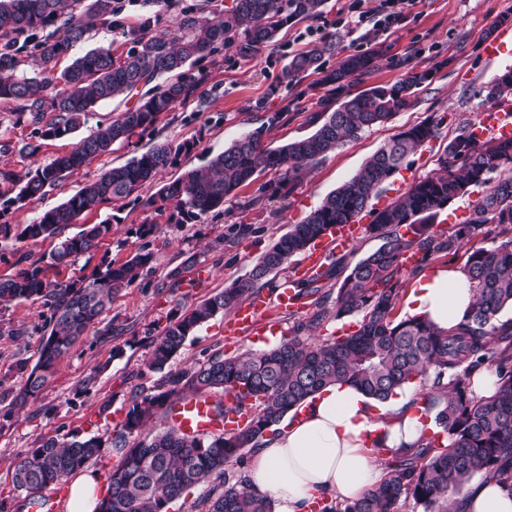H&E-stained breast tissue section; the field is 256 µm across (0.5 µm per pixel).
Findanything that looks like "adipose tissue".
Listing matches in <instances>:
<instances>
[{"instance_id": "ef3b65f1", "label": "adipose tissue", "mask_w": 512, "mask_h": 512, "mask_svg": "<svg viewBox=\"0 0 512 512\" xmlns=\"http://www.w3.org/2000/svg\"><path fill=\"white\" fill-rule=\"evenodd\" d=\"M473 302L466 276L455 269L423 271L406 309L448 328ZM412 388L378 402L349 384H330L293 408L255 448L250 488L271 499L275 512H308L321 497L353 501L385 474L371 447L396 448L418 440L422 426L412 410ZM458 512H512V497L481 478L458 496Z\"/></svg>"}]
</instances>
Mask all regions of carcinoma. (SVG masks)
Here are the masks:
<instances>
[{"mask_svg": "<svg viewBox=\"0 0 512 512\" xmlns=\"http://www.w3.org/2000/svg\"><path fill=\"white\" fill-rule=\"evenodd\" d=\"M324 8L325 0H234L220 17L206 15L203 5L185 8L176 29L165 31L148 16L135 26H120L121 37L130 44L127 51L117 55L108 48L91 49L60 70V58L88 33L118 24V0H0V102L14 105L17 120L32 126L34 137H66L81 127L97 103H124L110 123L51 162L22 176L0 169V183L16 190L6 204L24 205L45 195L94 158L112 153L113 146L130 144L137 131L154 127L166 112L190 102L203 106L209 94L203 90L206 74L198 70V63L219 49L228 45L239 57L252 59L275 44L283 28L319 18ZM335 50L328 42L295 54L282 72L289 85L308 74L318 75L316 84L323 94L307 120L314 132L270 148L263 136L288 122V111L268 113L260 127L213 155L205 166L185 170L158 190L161 202L175 201L177 221L223 206L227 197L268 169L279 171V178L264 192L289 199L309 168L361 132L412 109L436 73L417 69L408 55L394 57L391 67L403 69L395 81L354 93L352 88L378 67L382 52L345 55L334 67H324L323 57ZM33 54L37 70L31 76L17 74L24 58ZM511 96L512 71L486 85L485 101L492 105ZM447 120V114L434 112L394 134L345 184L267 249L248 277L232 281L165 326L148 362V368L162 376L154 392L132 399L112 437L120 457L99 512H168L173 501L212 477L219 482L194 502L195 512H273L271 501L248 485L245 450L257 447L291 409L339 382L383 402L423 380L429 386L424 411L434 414L437 431L416 446L391 451L388 477L361 498L348 503L323 500L320 512H393L407 499L422 506L423 512H450L448 496L460 492L477 474L492 478L512 496V320H499L501 312L512 308V137L474 134L472 128L480 124L477 115L458 125L436 159L434 174L414 182L384 208H368L381 186L411 155L437 138ZM190 149L188 143H159L103 171L20 232L0 224V238L54 237L100 204L139 202L141 187L160 171L178 165ZM472 187L483 192L472 203L468 219L446 236L432 231L440 212ZM365 211L371 217L367 232L383 244L351 267L345 258H335L325 270L303 280L298 296L308 299L315 311L304 318L288 313L292 325L282 344L262 353L218 354L177 372L166 370L197 327L265 288H278L268 279L271 273L288 272L294 258L331 226L354 221ZM403 228L411 233H400ZM109 231L104 222L82 225L77 234L58 239L48 265L70 264L96 249ZM491 233L493 244L472 250L462 267L475 303L458 325L444 329L422 317L396 316L406 286L403 272H415L402 264L404 253H416L422 262L438 254L453 256L465 242ZM151 260V253L139 252L80 284L47 278L37 261L0 280V303L41 299L51 310V329L41 342L37 363L18 367L27 377L13 405L24 404L45 384L79 337ZM345 268L348 273L339 287L328 288ZM330 298L333 305L328 309ZM331 314L336 319L360 314L362 321L347 336L311 340V332ZM490 362L497 369L494 389L478 397L475 373ZM212 392H222L228 399L215 402L216 414H244L243 427L203 437L169 427L140 438L148 423L168 412L174 398ZM102 447L103 441L95 436L62 443L47 439L16 465L15 488L31 496L65 482L96 464Z\"/></svg>", "mask_w": 512, "mask_h": 512, "instance_id": "1", "label": "carcinoma"}]
</instances>
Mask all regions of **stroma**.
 <instances>
[{
	"mask_svg": "<svg viewBox=\"0 0 512 512\" xmlns=\"http://www.w3.org/2000/svg\"><path fill=\"white\" fill-rule=\"evenodd\" d=\"M345 0H327L323 17L289 25L276 45L264 48L255 58L241 59L227 48L203 61L211 89L204 108L190 104L162 114L152 131L132 138L131 145L115 147L111 154L94 159L61 187L39 200L9 209L0 222L31 223L42 212L75 194L84 184L107 168L125 163L134 151H144L155 143L193 142L182 156L180 168H166L141 191L138 204H103L79 216L65 228L73 235L79 225L109 221L112 230L96 251L78 257L65 270H50L58 281L90 280L107 265L119 264L141 248H148L152 261L143 274L113 302L62 359L43 389L21 408H11L15 391L21 385L18 363L35 364L49 315L42 301L0 304V512H27L24 492L14 490L16 464L41 441L72 436L101 437L104 446L96 464L101 477H108L119 457L111 442L116 426L124 419L132 398L153 389L158 373L150 371L147 360L154 339L170 319L182 316L197 304L223 290L233 280L246 277L258 258L291 225L301 222L322 199L349 180L389 137L423 121L434 112L448 113L449 127L486 110L482 88L496 74L512 68V44L497 58H487L489 31L501 15L512 14V0H418L400 28L391 36L377 35L366 26H355L343 16ZM334 40L337 54L357 53L369 47L383 50L385 58L366 77L371 87L396 80L400 72L389 67L391 57L412 55L417 68L438 67L433 82L419 95L411 110L397 113L330 154L305 175L288 201L264 200L261 207L247 210L244 200L259 194L262 184L273 180L274 172L262 173L257 181L242 188L237 198L223 208L182 224L169 221L173 204L156 211L146 204L160 187L177 178L181 169L203 166L208 154H215L261 123L263 112L288 109L286 126L271 129L265 136L276 147L309 133L306 124L320 94L314 76L297 85L281 81L288 58L326 40ZM263 111H256V104ZM31 128L17 120L9 105L0 104V168L24 174L49 163L71 150L74 139L41 142L36 154H29ZM446 138H438L410 158L393 182L374 198L381 208L398 195V185L432 174L436 154L443 151ZM155 225L152 236L141 237L143 224ZM247 224L251 234L237 235L239 225ZM54 239L17 242L0 240V278L15 275L19 254L45 262ZM225 314H216L203 323L185 342L173 359L171 370H179L221 354L233 357L258 353L279 344V337L260 341L243 336L224 338Z\"/></svg>",
	"mask_w": 512,
	"mask_h": 512,
	"instance_id": "1",
	"label": "stroma"
}]
</instances>
